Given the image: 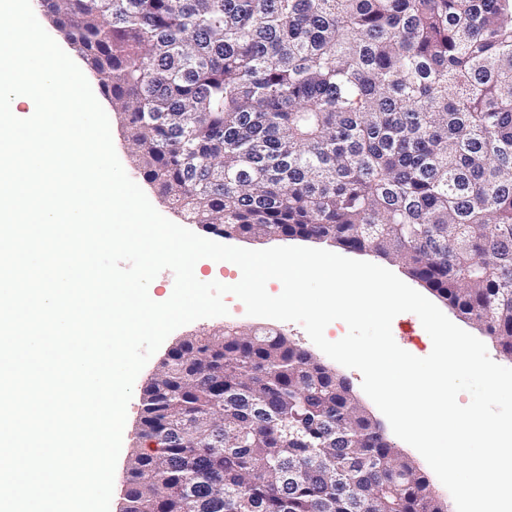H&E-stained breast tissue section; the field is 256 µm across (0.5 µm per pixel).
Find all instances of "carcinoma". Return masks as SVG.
<instances>
[{
  "label": "carcinoma",
  "mask_w": 512,
  "mask_h": 512,
  "mask_svg": "<svg viewBox=\"0 0 512 512\" xmlns=\"http://www.w3.org/2000/svg\"><path fill=\"white\" fill-rule=\"evenodd\" d=\"M143 178L224 234L401 263L512 359V0H37ZM124 512H446L277 332L173 349Z\"/></svg>",
  "instance_id": "cac0c4a2"
}]
</instances>
